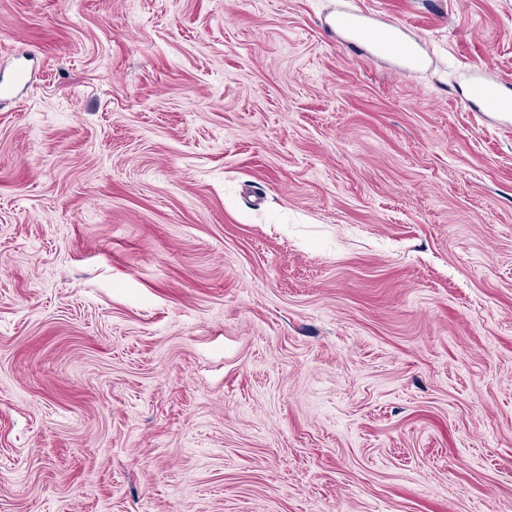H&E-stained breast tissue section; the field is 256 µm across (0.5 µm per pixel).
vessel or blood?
<instances>
[{"mask_svg": "<svg viewBox=\"0 0 512 512\" xmlns=\"http://www.w3.org/2000/svg\"><path fill=\"white\" fill-rule=\"evenodd\" d=\"M331 27L343 32L348 44L367 48L376 56L395 58L402 71L411 72L425 63L418 48L403 38V26L394 25L382 35L376 36L364 14L353 12L331 20ZM483 64H476L470 70L469 97L486 111L495 112L502 117L512 118V84L494 82L484 75Z\"/></svg>", "mask_w": 512, "mask_h": 512, "instance_id": "b4317fda", "label": "vessel or blood"}]
</instances>
